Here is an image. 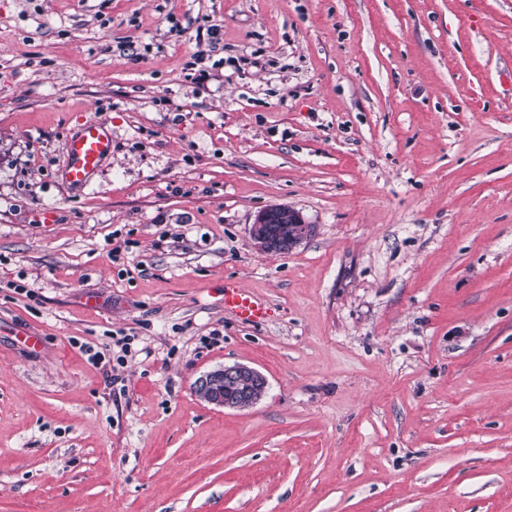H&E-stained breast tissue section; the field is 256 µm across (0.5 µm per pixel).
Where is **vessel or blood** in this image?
Returning <instances> with one entry per match:
<instances>
[{
	"mask_svg": "<svg viewBox=\"0 0 512 512\" xmlns=\"http://www.w3.org/2000/svg\"><path fill=\"white\" fill-rule=\"evenodd\" d=\"M65 180L72 186H85L112 152V137L106 123H84L79 132L64 143ZM224 309L240 321L265 322L270 314L267 302L244 290L233 281L224 283Z\"/></svg>",
	"mask_w": 512,
	"mask_h": 512,
	"instance_id": "b4317fda",
	"label": "vessel or blood"
}]
</instances>
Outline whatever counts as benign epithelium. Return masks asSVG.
<instances>
[{
  "instance_id": "obj_1",
  "label": "benign epithelium",
  "mask_w": 512,
  "mask_h": 512,
  "mask_svg": "<svg viewBox=\"0 0 512 512\" xmlns=\"http://www.w3.org/2000/svg\"><path fill=\"white\" fill-rule=\"evenodd\" d=\"M314 233L299 211L287 205H271L257 213L249 227L253 247L265 255H281L295 249ZM268 387L266 377L242 363L226 364L201 375L196 391L208 403L230 410L256 405Z\"/></svg>"
}]
</instances>
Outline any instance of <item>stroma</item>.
I'll return each mask as SVG.
<instances>
[{"mask_svg": "<svg viewBox=\"0 0 512 512\" xmlns=\"http://www.w3.org/2000/svg\"><path fill=\"white\" fill-rule=\"evenodd\" d=\"M0 512H512V0H0ZM65 181L71 186H85L112 152V137L104 122L82 125L79 132L64 143ZM314 233L299 211L288 205H271L257 213L249 227L253 247L265 255H281L295 249ZM224 309L240 321L252 324L265 322L270 314L267 302L230 280L224 283ZM268 387L266 377L242 363L226 364L201 375L196 391L208 403L230 410H246L256 405Z\"/></svg>", "mask_w": 512, "mask_h": 512, "instance_id": "obj_1", "label": "stroma"}]
</instances>
